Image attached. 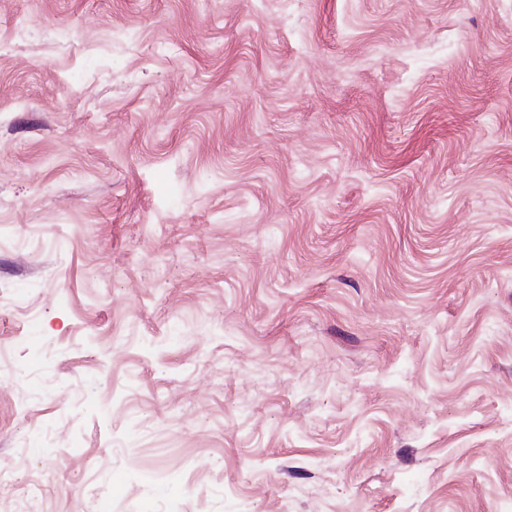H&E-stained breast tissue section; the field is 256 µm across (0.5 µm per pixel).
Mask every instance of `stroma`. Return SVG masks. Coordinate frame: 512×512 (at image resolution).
<instances>
[{"label":"stroma","instance_id":"obj_1","mask_svg":"<svg viewBox=\"0 0 512 512\" xmlns=\"http://www.w3.org/2000/svg\"><path fill=\"white\" fill-rule=\"evenodd\" d=\"M0 512H512V0H0Z\"/></svg>","mask_w":512,"mask_h":512}]
</instances>
